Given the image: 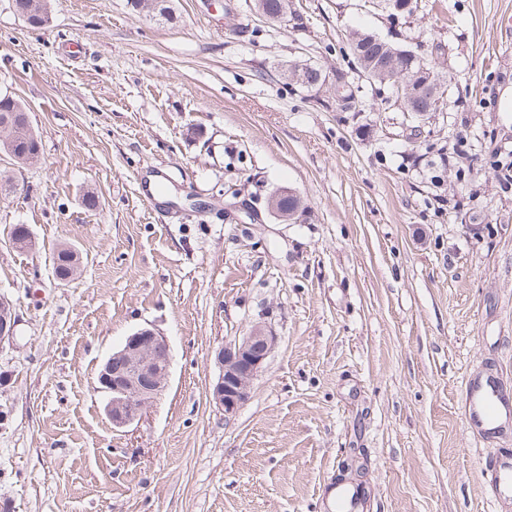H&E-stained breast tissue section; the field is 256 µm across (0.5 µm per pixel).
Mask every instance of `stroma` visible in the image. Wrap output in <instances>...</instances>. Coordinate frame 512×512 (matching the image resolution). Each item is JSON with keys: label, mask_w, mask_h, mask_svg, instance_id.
Masks as SVG:
<instances>
[{"label": "stroma", "mask_w": 512, "mask_h": 512, "mask_svg": "<svg viewBox=\"0 0 512 512\" xmlns=\"http://www.w3.org/2000/svg\"><path fill=\"white\" fill-rule=\"evenodd\" d=\"M47 0L32 28L0 0V95L30 111L38 163L0 151V512H512L464 419L468 381L512 392V0ZM438 62L444 104L414 132L348 42ZM294 61L316 86L284 78ZM344 73L360 111L342 110ZM295 192L297 220L268 199ZM98 204L88 208L86 195ZM27 225L35 249L10 242ZM81 271L56 280L54 247ZM258 322L277 344L232 419L209 401L213 348ZM151 327L165 390L123 429L103 362ZM17 321L13 303L4 296H0V344L12 340ZM328 497L332 495L335 500V508L338 512H355L360 504L357 502L353 490L342 483H336V488L330 487L326 491Z\"/></svg>", "instance_id": "1"}]
</instances>
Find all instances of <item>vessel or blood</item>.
Wrapping results in <instances>:
<instances>
[{
  "instance_id": "vessel-or-blood-1",
  "label": "vessel or blood",
  "mask_w": 512,
  "mask_h": 512,
  "mask_svg": "<svg viewBox=\"0 0 512 512\" xmlns=\"http://www.w3.org/2000/svg\"><path fill=\"white\" fill-rule=\"evenodd\" d=\"M465 419L492 432L512 426V394L496 389L493 376L486 375L470 381L465 390ZM491 470L495 490L512 495V449H503L494 459ZM337 512H357L359 504L353 490L344 484L329 488Z\"/></svg>"
}]
</instances>
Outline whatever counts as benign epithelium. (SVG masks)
I'll return each instance as SVG.
<instances>
[{
    "instance_id": "1",
    "label": "benign epithelium",
    "mask_w": 512,
    "mask_h": 512,
    "mask_svg": "<svg viewBox=\"0 0 512 512\" xmlns=\"http://www.w3.org/2000/svg\"><path fill=\"white\" fill-rule=\"evenodd\" d=\"M321 74L314 65L295 61L288 64L284 76L299 83L307 73ZM379 73L398 88L411 87L409 71L384 68ZM17 323L13 303L0 296V344L12 340ZM277 336L258 322L243 335L224 341L215 352L219 368L209 399L228 420L247 401L253 380L275 348ZM172 366V353L166 337L150 328H141L127 336L103 364L99 389L108 394L105 411L115 428H123L139 419L148 404L165 389Z\"/></svg>"
}]
</instances>
